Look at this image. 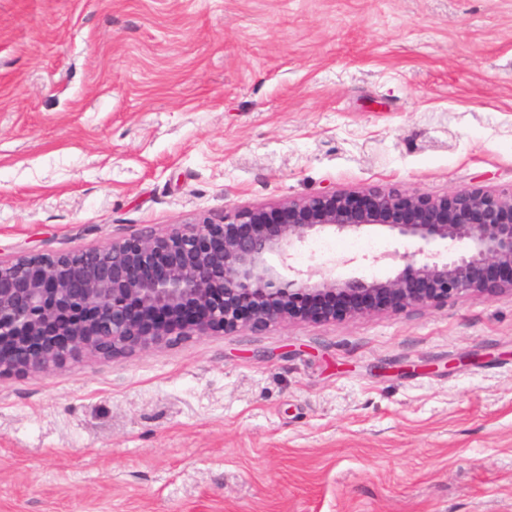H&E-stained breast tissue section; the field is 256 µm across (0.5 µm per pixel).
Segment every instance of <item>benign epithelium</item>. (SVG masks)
Here are the masks:
<instances>
[{
	"label": "benign epithelium",
	"instance_id": "obj_1",
	"mask_svg": "<svg viewBox=\"0 0 512 512\" xmlns=\"http://www.w3.org/2000/svg\"><path fill=\"white\" fill-rule=\"evenodd\" d=\"M374 226L418 242L425 261L385 279H338L322 266L283 279L281 270H293L290 250L309 237ZM466 294L512 295V192L326 190L105 246L0 258V381L177 341L398 312Z\"/></svg>",
	"mask_w": 512,
	"mask_h": 512
}]
</instances>
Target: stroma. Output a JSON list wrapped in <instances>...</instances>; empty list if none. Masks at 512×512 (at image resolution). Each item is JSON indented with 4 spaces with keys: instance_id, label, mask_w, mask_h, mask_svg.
Listing matches in <instances>:
<instances>
[{
    "instance_id": "1",
    "label": "stroma",
    "mask_w": 512,
    "mask_h": 512,
    "mask_svg": "<svg viewBox=\"0 0 512 512\" xmlns=\"http://www.w3.org/2000/svg\"><path fill=\"white\" fill-rule=\"evenodd\" d=\"M373 186L512 190V0H0L2 258ZM0 512H512V297L0 381Z\"/></svg>"
}]
</instances>
